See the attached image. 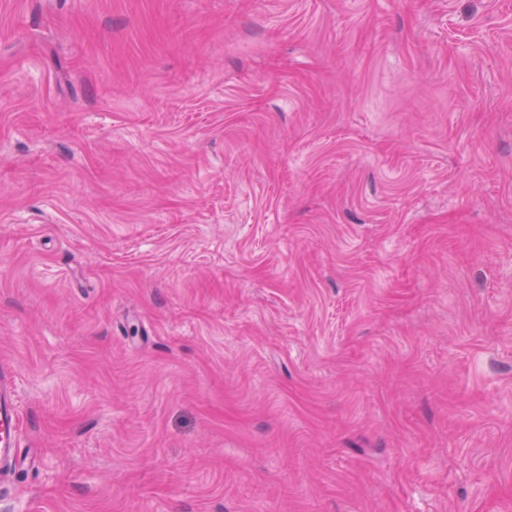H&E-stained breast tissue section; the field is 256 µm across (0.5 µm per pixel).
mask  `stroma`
I'll return each mask as SVG.
<instances>
[{
  "label": "stroma",
  "mask_w": 512,
  "mask_h": 512,
  "mask_svg": "<svg viewBox=\"0 0 512 512\" xmlns=\"http://www.w3.org/2000/svg\"><path fill=\"white\" fill-rule=\"evenodd\" d=\"M0 512H512V0H0ZM21 414L11 372L0 366V470L14 467L20 451Z\"/></svg>",
  "instance_id": "1"
}]
</instances>
